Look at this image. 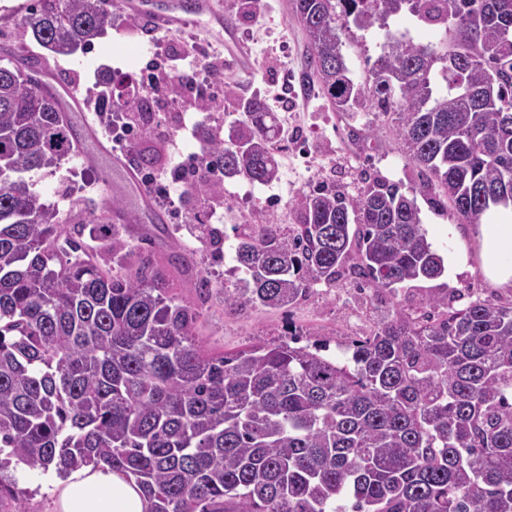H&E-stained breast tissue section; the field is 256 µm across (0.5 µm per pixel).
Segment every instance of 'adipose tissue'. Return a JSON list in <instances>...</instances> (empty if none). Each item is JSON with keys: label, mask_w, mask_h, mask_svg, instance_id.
<instances>
[{"label": "adipose tissue", "mask_w": 512, "mask_h": 512, "mask_svg": "<svg viewBox=\"0 0 512 512\" xmlns=\"http://www.w3.org/2000/svg\"><path fill=\"white\" fill-rule=\"evenodd\" d=\"M481 271L497 288H512V213L493 211L474 225ZM135 484L102 463L70 473L57 484L55 512H148Z\"/></svg>", "instance_id": "adipose-tissue-1"}]
</instances>
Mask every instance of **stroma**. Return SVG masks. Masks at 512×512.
I'll use <instances>...</instances> for the list:
<instances>
[{
	"label": "stroma",
	"mask_w": 512,
	"mask_h": 512,
	"mask_svg": "<svg viewBox=\"0 0 512 512\" xmlns=\"http://www.w3.org/2000/svg\"><path fill=\"white\" fill-rule=\"evenodd\" d=\"M20 2L0 0V43L12 44L19 57L41 60L47 82L67 87L78 98L80 109L70 115L75 130H82L87 123L93 129L92 138L80 144L82 156L64 161L55 174L33 171L27 178L46 203L72 212L68 231L74 238L88 241L99 264H108L112 252L103 248L101 241L89 239L85 224L89 218L103 217L117 201L121 214L130 219L126 226L130 250L151 255L168 295L198 306L196 339L211 355L279 340L292 321L322 335L338 331L355 334L388 312L389 299L376 298L371 305H363L359 294L344 283L331 293L317 289L289 314L260 310L228 314L224 295L217 289L224 281V267L211 263L209 244L190 236L174 217L154 223L152 210L143 204L138 154L162 148L170 166L195 155L204 129L226 128L242 119L235 100L256 94L282 122L275 152L278 180L270 184L242 177L225 180L223 194L202 195L184 203L187 217L201 216L203 223L212 222L227 231L236 224H290L294 215L288 203L296 193L321 182L340 183L357 191L359 172L364 168L407 188L419 184L418 170L402 154L391 123L378 122L370 113L357 114L352 123H345L321 92L300 91L306 38L292 18L289 0H259L250 16L240 13V0H215L223 23L202 16L165 30L155 29L152 17L116 2L107 34L96 39L91 49L70 56L52 55L22 36L20 15L14 10ZM228 24L250 50L249 71L232 67L226 60L224 27ZM342 40L351 76L355 82H363L368 61L381 52L383 33L364 32L346 22ZM153 67L161 72L189 71L193 88L184 92L179 105L173 102L172 88L152 95L147 131L135 137L129 153L112 156L114 133L99 113L100 92L112 74L136 79ZM197 91L217 95L221 109L196 111L190 101ZM418 206L429 242L447 261L441 284L451 290L470 289L482 298L511 300L512 288H494L483 276L469 225L459 223L452 211L432 210L426 201H419ZM202 271L209 272L214 283L204 297L193 287L196 273Z\"/></svg>",
	"instance_id": "obj_1"
}]
</instances>
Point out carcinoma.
<instances>
[{
    "label": "carcinoma",
    "instance_id": "1",
    "mask_svg": "<svg viewBox=\"0 0 512 512\" xmlns=\"http://www.w3.org/2000/svg\"><path fill=\"white\" fill-rule=\"evenodd\" d=\"M307 77L338 112L394 123L420 168L403 190L367 170L362 188L321 185L289 201L293 224H236L224 309L293 308L352 279L391 313L326 354L299 331L217 357L195 339L198 309L167 295L151 259L129 275L63 237L70 216L24 174L78 153L61 99L0 64V512H27L11 464L64 476L102 462L149 512H512V301L446 288L416 193L480 224L512 197V0H291ZM407 13L434 32L387 35L363 83L337 21L369 31ZM24 32L56 55L112 27L102 0H31ZM247 120L208 131L205 170L269 184L278 117L255 95ZM185 194L219 182L183 178Z\"/></svg>",
    "mask_w": 512,
    "mask_h": 512
}]
</instances>
